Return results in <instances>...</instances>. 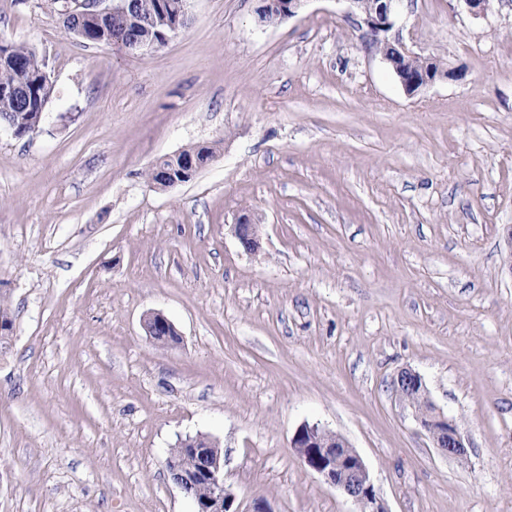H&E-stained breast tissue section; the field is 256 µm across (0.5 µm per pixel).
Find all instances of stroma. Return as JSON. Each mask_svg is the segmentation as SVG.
Masks as SVG:
<instances>
[{
	"label": "stroma",
	"instance_id": "stroma-1",
	"mask_svg": "<svg viewBox=\"0 0 512 512\" xmlns=\"http://www.w3.org/2000/svg\"><path fill=\"white\" fill-rule=\"evenodd\" d=\"M255 5L190 0L131 55L0 0V40L55 85L33 135L0 125V512H195L166 458L199 433L239 512H357L295 455L305 424L362 456L387 512H512V0L482 20L403 0L393 36L464 72L413 97L346 0L268 27ZM198 145L217 157L189 182H148ZM152 312L179 344L153 345ZM405 368L466 459L397 395ZM233 231L240 244L248 251L256 252L260 248V228L258 224H252L243 219L239 224H234ZM143 327L146 335L149 336L152 341L158 336L154 343L159 347L168 346L167 337L163 336V331L167 334L173 333L177 335V340L180 338V334L175 325L164 314L159 312H153L147 315L144 319ZM397 392L400 397L411 392L415 399L408 400L415 413V420L426 432L435 448L445 456L455 459L467 457V446L461 429L453 418L445 416L430 400L419 373L404 369L397 376ZM420 402V406L416 401Z\"/></svg>",
	"mask_w": 512,
	"mask_h": 512
}]
</instances>
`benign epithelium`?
Listing matches in <instances>:
<instances>
[{
    "label": "benign epithelium",
    "mask_w": 512,
    "mask_h": 512,
    "mask_svg": "<svg viewBox=\"0 0 512 512\" xmlns=\"http://www.w3.org/2000/svg\"><path fill=\"white\" fill-rule=\"evenodd\" d=\"M127 0H86L84 6L102 16L125 15ZM254 15L259 18L274 13L280 19H289L304 9L308 0H256ZM350 13L357 17V26L366 38L381 42L387 50L381 53L392 70L403 91L414 96L442 79L458 77L455 71L438 67L431 58H424L414 71L406 69L407 58L416 54L401 40L390 37L395 26L396 6L399 0H372L366 8L360 7L359 0H346ZM472 17H485L489 10L488 0H457ZM182 168L168 172V187L173 188L192 178L201 169L193 157L181 156ZM233 231L240 244L248 251L260 248L259 225L247 219L234 225ZM146 335L155 339L163 333L178 334L175 325L162 313L153 312L143 322ZM397 392L403 395L413 393L415 400L410 402L415 420L431 439L434 447L445 456L455 459L467 457L464 435L456 420L445 416L430 400L427 389L419 373L404 369L397 376ZM178 445L202 458L200 470L186 474L178 470L170 460L166 468L171 480L183 492H188L194 482L200 480L213 486L212 495L197 503L195 512H239L235 507L236 496L224 481V461L210 452L209 437L198 435L181 439ZM291 447L297 457L326 483L340 490L359 506V512H387L373 484L368 467L362 457L349 446L340 435L321 429L315 425H303L292 438Z\"/></svg>",
    "instance_id": "1"
}]
</instances>
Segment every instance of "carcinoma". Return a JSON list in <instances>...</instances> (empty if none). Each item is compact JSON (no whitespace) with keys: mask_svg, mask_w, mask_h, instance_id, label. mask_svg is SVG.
<instances>
[{"mask_svg":"<svg viewBox=\"0 0 512 512\" xmlns=\"http://www.w3.org/2000/svg\"><path fill=\"white\" fill-rule=\"evenodd\" d=\"M158 5L159 0H134L123 19L80 14L64 20L63 26L92 45H123L130 39L159 43L174 17L162 14ZM6 52L7 60H0V90L17 87L26 102L0 97V121L26 132L35 125V114L46 108L53 91L51 73L45 58L27 44L9 42ZM175 166H181L180 160H156L147 172L148 181L154 186L162 183L160 169Z\"/></svg>","mask_w":512,"mask_h":512,"instance_id":"obj_1","label":"carcinoma"}]
</instances>
